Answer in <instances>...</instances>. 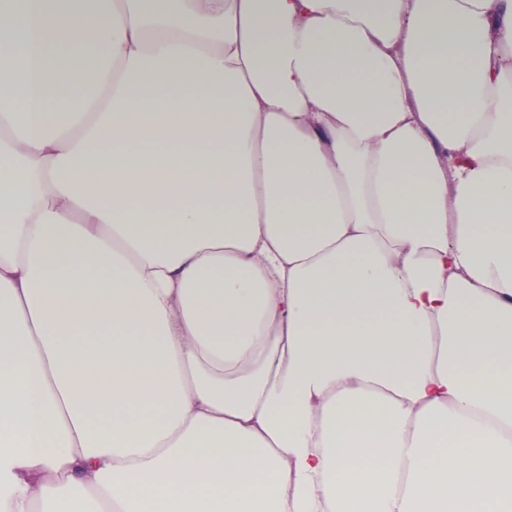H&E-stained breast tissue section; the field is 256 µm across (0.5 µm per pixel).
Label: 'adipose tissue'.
I'll return each mask as SVG.
<instances>
[{
    "label": "adipose tissue",
    "instance_id": "adipose-tissue-1",
    "mask_svg": "<svg viewBox=\"0 0 512 512\" xmlns=\"http://www.w3.org/2000/svg\"><path fill=\"white\" fill-rule=\"evenodd\" d=\"M0 512H512V0H0Z\"/></svg>",
    "mask_w": 512,
    "mask_h": 512
}]
</instances>
